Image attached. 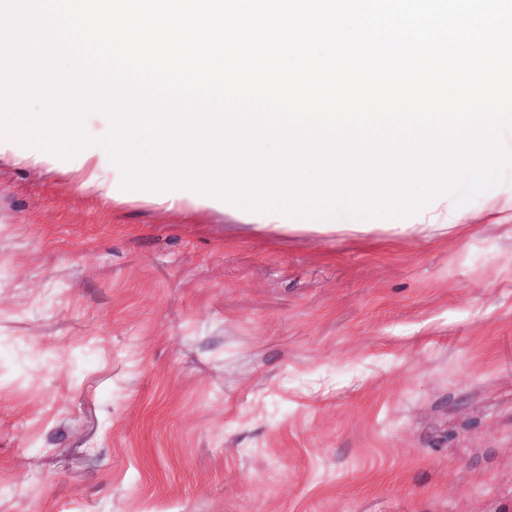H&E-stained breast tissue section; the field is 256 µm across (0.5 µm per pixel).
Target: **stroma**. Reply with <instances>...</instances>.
<instances>
[{"label": "stroma", "instance_id": "35a3bbf8", "mask_svg": "<svg viewBox=\"0 0 512 512\" xmlns=\"http://www.w3.org/2000/svg\"><path fill=\"white\" fill-rule=\"evenodd\" d=\"M408 236L0 161V512H512V171Z\"/></svg>", "mask_w": 512, "mask_h": 512}]
</instances>
